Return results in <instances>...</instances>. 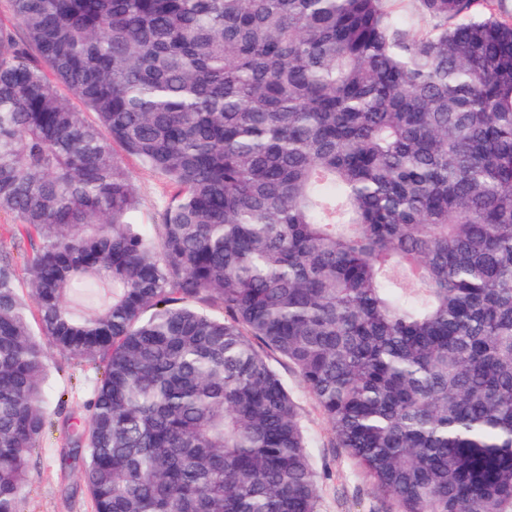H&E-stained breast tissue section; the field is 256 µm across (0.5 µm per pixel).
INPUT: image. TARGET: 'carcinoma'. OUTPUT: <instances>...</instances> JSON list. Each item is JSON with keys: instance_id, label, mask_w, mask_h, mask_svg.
Segmentation results:
<instances>
[{"instance_id": "obj_1", "label": "carcinoma", "mask_w": 512, "mask_h": 512, "mask_svg": "<svg viewBox=\"0 0 512 512\" xmlns=\"http://www.w3.org/2000/svg\"><path fill=\"white\" fill-rule=\"evenodd\" d=\"M389 2L9 0L0 512L51 350L101 370L70 434L95 512H321L261 346L396 512H512V22ZM115 151L126 170L131 174L136 195L139 199L138 224L150 228L162 222V214L168 202L169 190L163 177L145 167L137 158L127 156L116 145ZM14 219L8 214H0V251L7 252L14 262L22 264L21 254L24 249V242L15 239L13 236Z\"/></svg>"}]
</instances>
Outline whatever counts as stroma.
<instances>
[{"label": "stroma", "mask_w": 512, "mask_h": 512, "mask_svg": "<svg viewBox=\"0 0 512 512\" xmlns=\"http://www.w3.org/2000/svg\"><path fill=\"white\" fill-rule=\"evenodd\" d=\"M121 161L132 176L139 199L138 223H161L169 194L163 177L135 157L125 155ZM272 365L295 400L309 438V454L321 475L322 512H395L394 505L375 490L364 470L344 449L335 447L332 427L298 373L282 360H273ZM95 377L91 367L49 353L45 389L56 404L48 414L42 451L32 459L29 493L21 512H94L82 486L79 464L66 457L68 432L64 420L78 412Z\"/></svg>", "instance_id": "35a3bbf8"}]
</instances>
